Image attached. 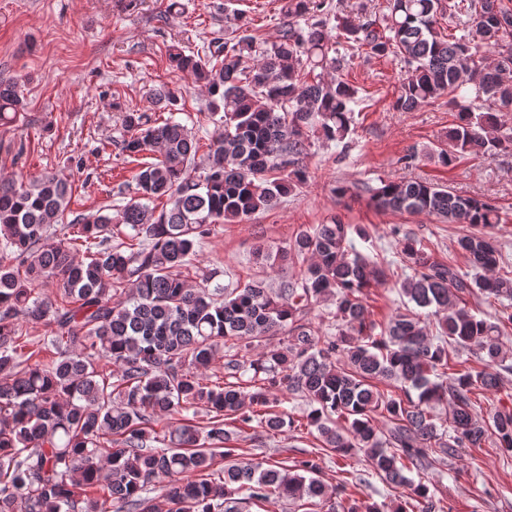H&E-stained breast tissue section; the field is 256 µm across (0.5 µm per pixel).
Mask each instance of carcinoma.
Masks as SVG:
<instances>
[{
    "label": "carcinoma",
    "instance_id": "cac0c4a2",
    "mask_svg": "<svg viewBox=\"0 0 512 512\" xmlns=\"http://www.w3.org/2000/svg\"><path fill=\"white\" fill-rule=\"evenodd\" d=\"M287 18L263 51L243 34L214 40L196 53L175 49L173 66L202 84L209 107L224 112V132L210 140L203 175H192L199 143L169 116L158 121L127 112L128 156L157 152L138 164L135 196L116 213L76 217L78 238L49 241L63 223L72 188L44 175L29 185L0 180V512H276L284 500L328 502L320 457L254 461L226 444L225 418L266 432L315 428L321 450L338 460L363 456L364 473L341 470L328 512H447L422 483L411 501L352 499L347 485L411 482L407 473L450 461L462 448L494 437L512 458V406L488 412L476 396L499 391L512 372L502 336L512 313L495 319L472 313L468 299L512 300V271L486 229L501 223L498 208L448 186L419 179L389 180L371 189L383 211L435 215L461 225L454 244L471 272L434 260L413 232L400 228V257L413 274L400 292L434 308L435 333L399 311L371 318L369 288L386 269L360 252L363 228L334 217L302 231L260 263L303 257L300 279L277 290L254 279L243 287L216 284L211 273L194 287L183 275L216 224L239 223L269 210L307 180L311 144L343 143L352 132L359 89L345 78L347 55L332 50L340 37L368 57L391 55L406 69L394 107L410 111L474 87L475 107L458 112L437 159L449 166L467 157L512 151V132L499 116L512 110V12L499 0H453L444 35L442 0H386L381 17L342 13L331 0H285ZM485 48L494 61L470 66ZM24 103L14 83L0 81V122L15 121ZM165 197L160 213L149 202ZM129 242L112 244L120 227ZM56 284L53 295L34 285ZM328 301L336 329L324 333L308 318ZM40 324L36 341L23 324ZM278 338L271 346L267 341ZM55 350L50 359L42 351ZM224 349V380L207 371ZM469 351L485 361L474 371L459 360ZM249 380H243L248 372ZM389 387L381 391L378 385ZM310 403L306 422L275 411L277 393ZM449 406L448 427L434 413ZM206 411L160 436L157 417ZM383 418L385 428L375 427ZM224 469H213L215 459ZM167 481L163 499L150 496ZM245 489V498L237 497Z\"/></svg>",
    "mask_w": 512,
    "mask_h": 512
}]
</instances>
